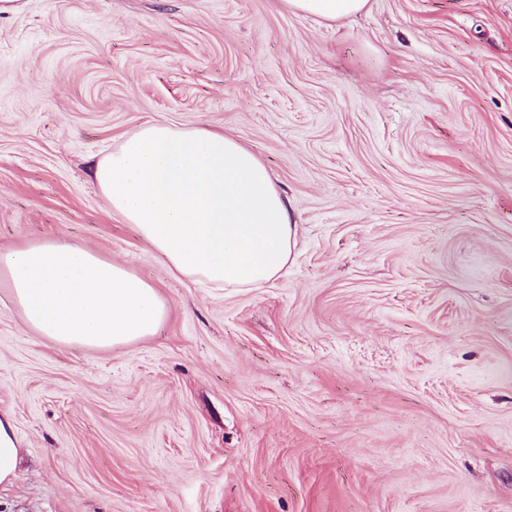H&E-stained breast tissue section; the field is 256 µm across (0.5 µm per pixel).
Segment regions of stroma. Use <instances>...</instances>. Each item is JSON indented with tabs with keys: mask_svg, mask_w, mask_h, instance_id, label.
I'll return each instance as SVG.
<instances>
[{
	"mask_svg": "<svg viewBox=\"0 0 512 512\" xmlns=\"http://www.w3.org/2000/svg\"><path fill=\"white\" fill-rule=\"evenodd\" d=\"M166 121L269 168L297 247L258 288L169 268L92 177ZM63 239L168 315L80 350L0 284V512H512V0H15L0 247ZM284 7L293 13L315 16L324 21L336 22L369 9L370 0H282ZM23 451L12 419L0 415V487L11 486L19 479Z\"/></svg>",
	"mask_w": 512,
	"mask_h": 512,
	"instance_id": "stroma-1",
	"label": "stroma"
}]
</instances>
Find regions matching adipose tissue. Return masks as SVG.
Masks as SVG:
<instances>
[{"label":"adipose tissue","instance_id":"adipose-tissue-1","mask_svg":"<svg viewBox=\"0 0 512 512\" xmlns=\"http://www.w3.org/2000/svg\"><path fill=\"white\" fill-rule=\"evenodd\" d=\"M328 22L370 0H282ZM112 213L132 224L181 275L253 288L288 261L296 229L265 165L224 133L154 122L92 167ZM4 279L26 326L65 347L112 348L154 333L167 315L157 290L122 263L63 241L0 248ZM23 454L0 415V487L16 483Z\"/></svg>","mask_w":512,"mask_h":512}]
</instances>
